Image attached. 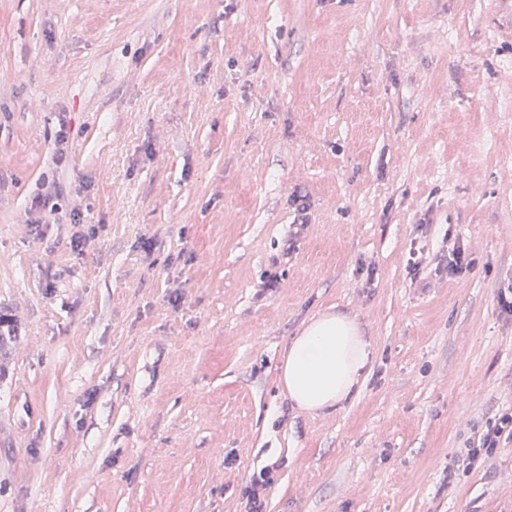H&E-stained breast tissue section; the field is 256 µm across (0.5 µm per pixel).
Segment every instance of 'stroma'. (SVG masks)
I'll list each match as a JSON object with an SVG mask.
<instances>
[{
  "mask_svg": "<svg viewBox=\"0 0 512 512\" xmlns=\"http://www.w3.org/2000/svg\"><path fill=\"white\" fill-rule=\"evenodd\" d=\"M511 282L512 0H0V512H512ZM370 341L345 313H325L291 342L280 382L299 409L339 410L361 391L372 360ZM509 444H512V411L503 412L497 418L490 419L477 439L467 448L464 459H458L455 465L460 469L462 462L463 471H469L497 448H506ZM272 483V472L270 469L260 470L258 474L253 473L249 479V486L246 491L247 510L246 512H265L264 492Z\"/></svg>",
  "mask_w": 512,
  "mask_h": 512,
  "instance_id": "1",
  "label": "stroma"
}]
</instances>
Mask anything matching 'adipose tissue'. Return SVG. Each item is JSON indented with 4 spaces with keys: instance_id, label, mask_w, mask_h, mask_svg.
<instances>
[{
    "instance_id": "adipose-tissue-1",
    "label": "adipose tissue",
    "mask_w": 512,
    "mask_h": 512,
    "mask_svg": "<svg viewBox=\"0 0 512 512\" xmlns=\"http://www.w3.org/2000/svg\"><path fill=\"white\" fill-rule=\"evenodd\" d=\"M371 360L359 326L343 312L325 313L291 342L280 382L299 409L331 412L358 396Z\"/></svg>"
}]
</instances>
